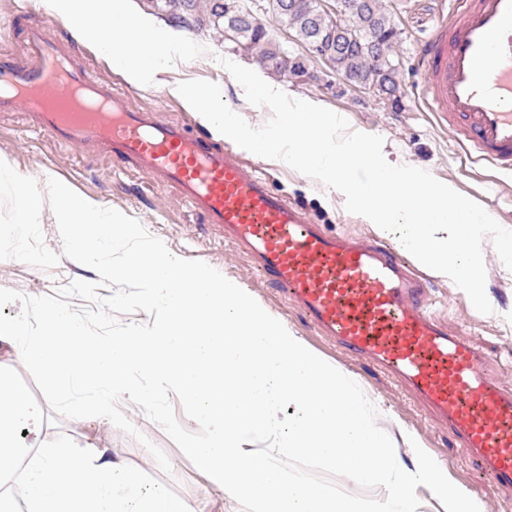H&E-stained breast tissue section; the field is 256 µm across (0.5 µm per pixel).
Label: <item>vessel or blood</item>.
<instances>
[{
    "label": "vessel or blood",
    "instance_id": "vessel-or-blood-1",
    "mask_svg": "<svg viewBox=\"0 0 512 512\" xmlns=\"http://www.w3.org/2000/svg\"><path fill=\"white\" fill-rule=\"evenodd\" d=\"M23 34L26 65L0 62V112L25 110L57 142L174 185L321 336L404 384L483 473L512 488V390L472 339L428 311L427 284L401 252L328 232L233 150L156 120L93 77L45 25ZM418 65L427 111L471 159L512 173V0H450Z\"/></svg>",
    "mask_w": 512,
    "mask_h": 512
}]
</instances>
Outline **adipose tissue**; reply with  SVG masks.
I'll return each instance as SVG.
<instances>
[{
  "label": "adipose tissue",
  "mask_w": 512,
  "mask_h": 512,
  "mask_svg": "<svg viewBox=\"0 0 512 512\" xmlns=\"http://www.w3.org/2000/svg\"><path fill=\"white\" fill-rule=\"evenodd\" d=\"M79 37L90 38L97 55L139 86L194 53L191 42L178 37L156 17L131 10L129 0H36Z\"/></svg>",
  "instance_id": "obj_1"
}]
</instances>
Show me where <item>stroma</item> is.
I'll use <instances>...</instances> for the list:
<instances>
[{"label":"stroma","instance_id":"stroma-1","mask_svg":"<svg viewBox=\"0 0 512 512\" xmlns=\"http://www.w3.org/2000/svg\"><path fill=\"white\" fill-rule=\"evenodd\" d=\"M387 4L400 33L395 50L402 61L398 74L402 101L396 109L383 106L374 95L351 89L292 30L276 23L268 14L262 15L261 21L269 35L305 57L310 80L298 82L262 68L255 58L234 50L222 32L206 27L187 32V39L196 47L190 59L163 74L160 85L138 87L114 73L87 43L73 38L60 20L38 9L34 0H0V58L23 62L18 25L43 22L54 38L68 43L77 60L90 65L97 78L125 91L134 104L156 109L161 120L182 123L190 134L198 135L204 131L198 118L168 92L169 87L186 80L223 84L227 105L251 125H263L271 117L268 108L250 105L242 87L218 64V57H226L259 72L266 82L292 98L319 102L346 118L351 129L383 137L385 150L391 156L429 171L440 181L452 183L459 193L482 205L499 224L512 229V175L473 163L452 133L437 122L433 113L425 110L416 95L421 80L417 67L419 46L431 33L435 18L447 13L448 0H387ZM0 160L29 177L52 171L78 194L104 201L140 221L175 256L203 261L225 277L244 284L263 308L280 318L314 352L327 362L349 370L371 395L381 399L382 410L378 415L381 427L393 433L401 428L413 432L437 464L447 467L452 478L483 503L486 512H512V488L479 473L453 433L423 411L404 386L387 378L366 360L342 352L319 336L301 311L281 299L261 278L247 257L226 242L203 215L190 209L175 187L154 184L134 169L108 162L102 156L55 144L51 137L38 131L23 111L0 113ZM245 160L267 177L274 190L303 207L314 223L336 233L372 234L369 224L345 210L342 197L327 196L317 181L283 161L253 154L246 155ZM484 253L486 294L493 307L492 314L479 313L461 289L449 287L434 277L428 280L426 304L450 331L472 338L485 353L490 372L504 386L512 388V271L505 268L493 243H486ZM98 278L92 268L67 258L49 271L16 260L0 261V288L30 296H51L72 280ZM120 408L166 454L171 473H162L150 453L135 439L95 418H63L50 407H43L48 421L46 436L52 439L63 433L76 441L96 440L126 464L169 486L190 512H241L236 501L225 499L139 406L124 399Z\"/></svg>","mask_w":512,"mask_h":512}]
</instances>
